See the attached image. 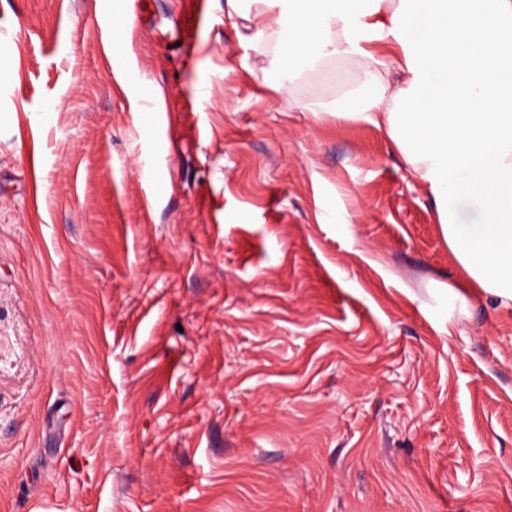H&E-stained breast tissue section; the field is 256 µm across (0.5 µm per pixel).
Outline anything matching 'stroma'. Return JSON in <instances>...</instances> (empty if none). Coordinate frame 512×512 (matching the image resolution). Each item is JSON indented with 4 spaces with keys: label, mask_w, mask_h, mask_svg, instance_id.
<instances>
[{
    "label": "stroma",
    "mask_w": 512,
    "mask_h": 512,
    "mask_svg": "<svg viewBox=\"0 0 512 512\" xmlns=\"http://www.w3.org/2000/svg\"><path fill=\"white\" fill-rule=\"evenodd\" d=\"M0 0V512H512V302L332 59L224 0ZM155 95V111L138 109ZM117 19V20H116ZM117 24H123L125 23V19L122 16H113L112 11L110 13V19H109V28H108V36L106 37V42L109 48V54H105L106 58V66L108 68L110 76H114V69H121L123 66V60L119 57L120 53L115 52V49L118 45L121 43V40L124 36V30L122 26H116L113 24V21ZM112 50L114 51V54L112 53Z\"/></svg>",
    "instance_id": "35a3bbf8"
}]
</instances>
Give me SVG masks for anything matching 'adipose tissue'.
<instances>
[{
    "label": "adipose tissue",
    "mask_w": 512,
    "mask_h": 512,
    "mask_svg": "<svg viewBox=\"0 0 512 512\" xmlns=\"http://www.w3.org/2000/svg\"><path fill=\"white\" fill-rule=\"evenodd\" d=\"M245 2L226 16L253 41L277 29L281 70L352 64V119L385 131L472 287L512 301V0ZM461 197L479 224L459 223Z\"/></svg>",
    "instance_id": "obj_1"
}]
</instances>
